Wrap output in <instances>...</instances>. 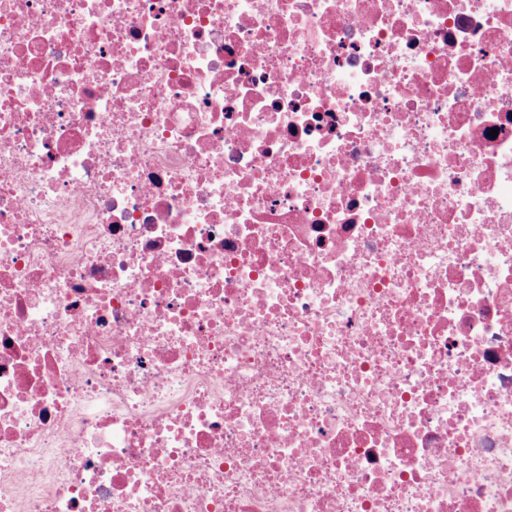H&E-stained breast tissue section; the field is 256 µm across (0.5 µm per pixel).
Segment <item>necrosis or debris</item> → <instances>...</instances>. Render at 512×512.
<instances>
[{"label": "necrosis or debris", "instance_id": "obj_1", "mask_svg": "<svg viewBox=\"0 0 512 512\" xmlns=\"http://www.w3.org/2000/svg\"><path fill=\"white\" fill-rule=\"evenodd\" d=\"M0 512H512V0H0Z\"/></svg>", "mask_w": 512, "mask_h": 512}]
</instances>
